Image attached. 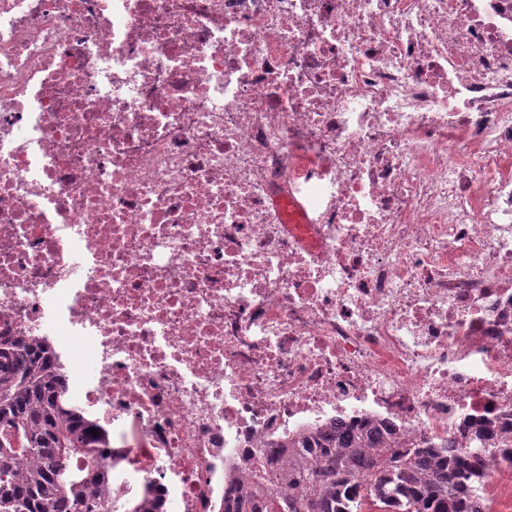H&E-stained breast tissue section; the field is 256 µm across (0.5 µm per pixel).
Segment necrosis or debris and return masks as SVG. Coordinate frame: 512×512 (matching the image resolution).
Instances as JSON below:
<instances>
[{"label": "necrosis or debris", "instance_id": "necrosis-or-debris-1", "mask_svg": "<svg viewBox=\"0 0 512 512\" xmlns=\"http://www.w3.org/2000/svg\"><path fill=\"white\" fill-rule=\"evenodd\" d=\"M0 335L111 426L113 512L338 423L512 435V0H0Z\"/></svg>", "mask_w": 512, "mask_h": 512}]
</instances>
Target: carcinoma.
<instances>
[{"instance_id":"obj_1","label":"carcinoma","mask_w":512,"mask_h":512,"mask_svg":"<svg viewBox=\"0 0 512 512\" xmlns=\"http://www.w3.org/2000/svg\"><path fill=\"white\" fill-rule=\"evenodd\" d=\"M96 429L94 435L90 429ZM112 432L72 398L44 340L0 335V512H102ZM232 487L234 512H486L482 460L468 448H386L376 428L332 433L270 455ZM151 493L123 512H153Z\"/></svg>"}]
</instances>
